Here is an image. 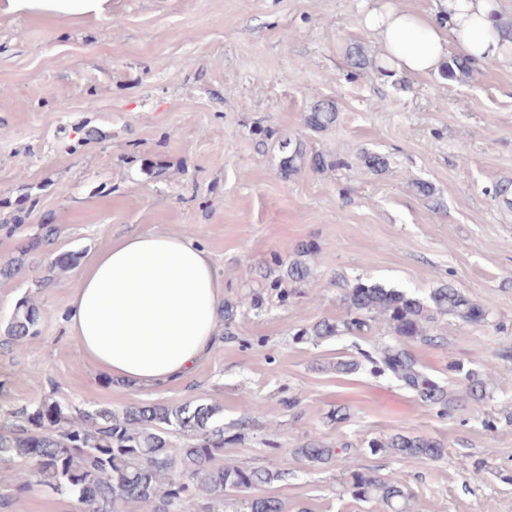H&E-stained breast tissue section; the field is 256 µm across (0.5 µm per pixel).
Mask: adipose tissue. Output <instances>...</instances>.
Masks as SVG:
<instances>
[{"instance_id": "1", "label": "adipose tissue", "mask_w": 512, "mask_h": 512, "mask_svg": "<svg viewBox=\"0 0 512 512\" xmlns=\"http://www.w3.org/2000/svg\"><path fill=\"white\" fill-rule=\"evenodd\" d=\"M111 0H0L1 15L98 19ZM362 26L384 65L412 76L439 72L456 44L474 62L512 67V27L497 0H436L431 13L387 6ZM224 279L189 234L128 232L84 266L67 306V332L84 360L136 389L189 378L217 344Z\"/></svg>"}]
</instances>
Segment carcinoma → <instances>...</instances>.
<instances>
[{
    "instance_id": "1",
    "label": "carcinoma",
    "mask_w": 512,
    "mask_h": 512,
    "mask_svg": "<svg viewBox=\"0 0 512 512\" xmlns=\"http://www.w3.org/2000/svg\"><path fill=\"white\" fill-rule=\"evenodd\" d=\"M336 106L320 101L306 113V126L323 131L336 123ZM280 173L284 178L309 166L333 167L336 162L320 151H307L302 140L280 137L276 141ZM309 268L301 261L288 265L284 274L269 282L286 303L292 291L283 281L303 282ZM343 314L323 319L296 333L300 340L316 341L333 336L359 335L382 318L395 341L376 355H365L375 374L386 375L413 392L422 402L451 412L457 398L428 375L406 348L415 340L434 342L426 324L438 316L455 318L463 327L488 318L491 301L474 300L450 284H442L423 300L412 293L361 279L346 289ZM40 312L22 300L3 331L5 341L19 343L39 333ZM465 396L480 401L487 387L473 370L465 373ZM219 407L184 402L130 407L121 413L105 407L80 409L59 402L25 404L4 411L0 423V467L31 460L37 482L76 499L81 512H215L231 493H244L245 512H282L278 501L259 494L261 487L288 475L284 469H244L219 463L224 451V423ZM184 440L177 445V440ZM371 452L438 460L443 444L426 436L397 433L369 444ZM299 459L312 464L336 463L348 475L351 495L377 503L383 512H409L410 493L401 481L351 468L346 449L309 443L295 449Z\"/></svg>"
}]
</instances>
